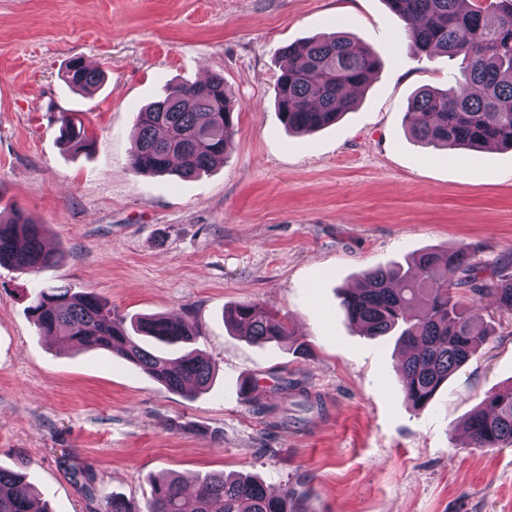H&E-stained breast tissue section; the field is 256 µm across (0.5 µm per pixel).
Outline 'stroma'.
<instances>
[{
    "instance_id": "1",
    "label": "stroma",
    "mask_w": 512,
    "mask_h": 512,
    "mask_svg": "<svg viewBox=\"0 0 512 512\" xmlns=\"http://www.w3.org/2000/svg\"><path fill=\"white\" fill-rule=\"evenodd\" d=\"M400 29L385 0H0V207L23 210L58 255L35 272L0 266V467L24 472L51 512H99L112 493L142 510L164 473L252 474L294 488L304 512H512V447L463 437L473 407L512 383V313L481 298L494 335L416 412L393 338L339 308L364 270L428 248L488 270L512 259V150L449 154L407 135L410 96L446 87L460 61L410 55ZM333 32L371 47L379 71L335 125L290 132L274 101L280 50ZM77 57L104 75L93 92L62 79ZM215 74L236 110L225 161L189 180L130 172L139 108ZM65 114L93 151L61 140ZM48 286L182 319L215 366L209 388L187 398L39 335L30 294ZM247 301L285 317L308 353L225 325ZM284 377L322 412L281 399Z\"/></svg>"
}]
</instances>
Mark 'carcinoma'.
<instances>
[{
    "mask_svg": "<svg viewBox=\"0 0 512 512\" xmlns=\"http://www.w3.org/2000/svg\"><path fill=\"white\" fill-rule=\"evenodd\" d=\"M403 23L419 55L463 57L465 66L448 88L423 89L408 101L404 120L410 135L435 149H512V0H386ZM288 66L275 85L280 121L299 134L335 124L357 103L348 90L366 87L379 62L364 44L336 33L286 46ZM63 80L88 90L101 74L72 59ZM234 136V106L216 74L186 83L147 104L137 115L128 170L141 175L175 172L193 177L224 161ZM60 138L77 150L94 146L84 128L64 117ZM55 262L41 228L22 210L0 214V265L37 271ZM474 256L437 248L412 257L407 267H375L363 273L366 286L342 293L341 310L372 338L393 334L399 349L404 402L415 411L428 406L440 387L466 365L492 335L478 312V298L492 294L498 308L512 311V261L498 263L488 281ZM467 291L473 304L457 295ZM29 313L43 336H60L81 348L104 350L133 365L167 389L194 394L207 387L213 365L204 354L184 350L194 335L167 315L130 322L93 292L45 287L35 292ZM230 324L252 341L281 345L291 339L285 321L256 302L236 305ZM278 390L314 408L307 389L284 380ZM476 448L512 447V384L485 395L468 420ZM292 489L273 495L252 477L213 475L187 493L175 476L153 480L147 512H301ZM0 512H48L18 472L0 468ZM102 512H139L130 501L104 498Z\"/></svg>",
    "mask_w": 512,
    "mask_h": 512,
    "instance_id": "cac0c4a2",
    "label": "carcinoma"
}]
</instances>
